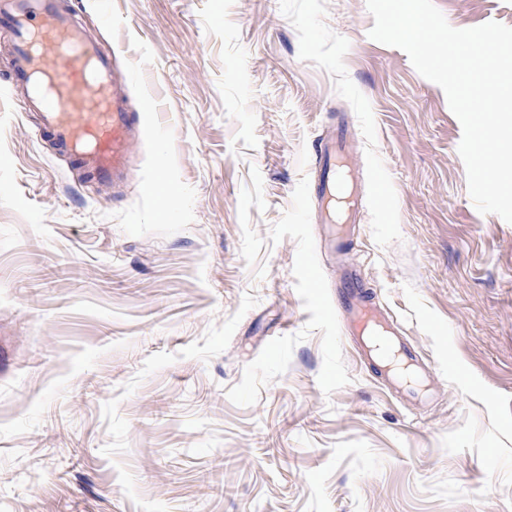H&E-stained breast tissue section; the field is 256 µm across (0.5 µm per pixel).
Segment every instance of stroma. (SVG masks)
Wrapping results in <instances>:
<instances>
[{
    "label": "stroma",
    "mask_w": 512,
    "mask_h": 512,
    "mask_svg": "<svg viewBox=\"0 0 512 512\" xmlns=\"http://www.w3.org/2000/svg\"><path fill=\"white\" fill-rule=\"evenodd\" d=\"M99 2L72 5L143 129L119 191L41 135L0 32V512H512V223L476 209L442 88L366 0ZM433 3L512 27V0ZM345 117L350 257L424 404L334 307L310 167Z\"/></svg>",
    "instance_id": "obj_1"
}]
</instances>
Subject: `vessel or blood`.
<instances>
[{"label": "vessel or blood", "instance_id": "obj_1", "mask_svg": "<svg viewBox=\"0 0 512 512\" xmlns=\"http://www.w3.org/2000/svg\"><path fill=\"white\" fill-rule=\"evenodd\" d=\"M0 24L14 36V70L41 116L42 132L89 173L120 184L139 140L124 91L128 74L99 53L58 0H0ZM347 135L343 127L313 145L318 217L339 250L351 247V226L363 208ZM336 305L351 335L364 339L362 356L377 365L397 393L419 394L415 348L403 340L399 325L356 270L346 272Z\"/></svg>", "mask_w": 512, "mask_h": 512}]
</instances>
